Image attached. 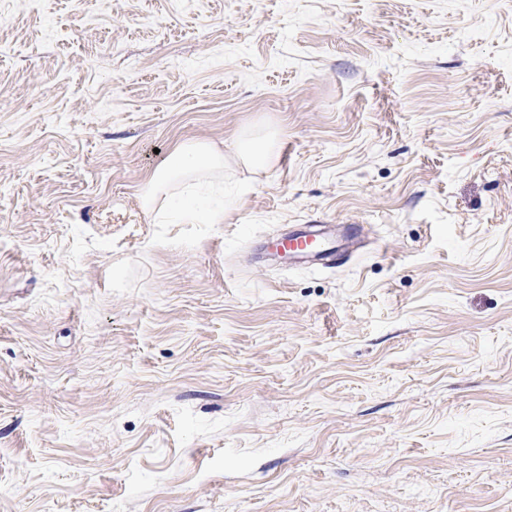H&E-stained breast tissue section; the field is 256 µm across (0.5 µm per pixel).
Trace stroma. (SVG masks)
<instances>
[{"mask_svg": "<svg viewBox=\"0 0 512 512\" xmlns=\"http://www.w3.org/2000/svg\"><path fill=\"white\" fill-rule=\"evenodd\" d=\"M95 10L0 0V512H512V0ZM224 160L209 145L191 144L176 149L158 167L151 178L146 204L151 206L157 194L176 180L204 178L213 171L223 168ZM177 197H171L168 203L179 211L181 219L187 224L196 223L200 218L205 219L208 224H220L224 221L223 204L209 205L201 196ZM325 240L320 229L312 226L281 237L280 245L299 262L324 261L333 256V250L324 248Z\"/></svg>", "mask_w": 512, "mask_h": 512, "instance_id": "stroma-1", "label": "stroma"}]
</instances>
